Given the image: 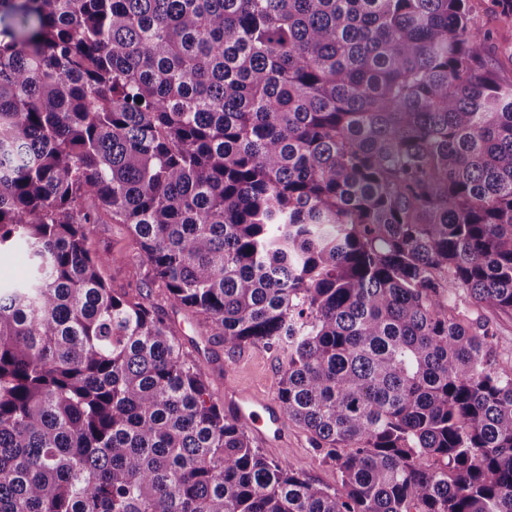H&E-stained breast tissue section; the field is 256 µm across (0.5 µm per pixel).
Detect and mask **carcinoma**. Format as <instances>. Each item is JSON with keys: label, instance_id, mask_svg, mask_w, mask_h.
<instances>
[{"label": "carcinoma", "instance_id": "1", "mask_svg": "<svg viewBox=\"0 0 512 512\" xmlns=\"http://www.w3.org/2000/svg\"><path fill=\"white\" fill-rule=\"evenodd\" d=\"M473 0H0V512H512V83ZM279 399L269 459L93 225ZM28 272V262L25 254L20 250L0 251V277L22 278ZM481 313L488 317L497 329L496 367L510 372L512 369V317L492 310H484Z\"/></svg>", "mask_w": 512, "mask_h": 512}]
</instances>
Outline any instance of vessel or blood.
I'll return each mask as SVG.
<instances>
[{"label": "vessel or blood", "instance_id": "vessel-or-blood-1", "mask_svg": "<svg viewBox=\"0 0 512 512\" xmlns=\"http://www.w3.org/2000/svg\"><path fill=\"white\" fill-rule=\"evenodd\" d=\"M224 401L232 407L237 420L264 444L279 448L288 442L286 420L278 403L259 390L225 387Z\"/></svg>", "mask_w": 512, "mask_h": 512}]
</instances>
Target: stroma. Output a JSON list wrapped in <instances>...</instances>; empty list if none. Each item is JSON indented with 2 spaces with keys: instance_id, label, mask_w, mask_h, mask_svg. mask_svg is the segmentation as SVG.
Masks as SVG:
<instances>
[{
  "instance_id": "obj_1",
  "label": "stroma",
  "mask_w": 512,
  "mask_h": 512,
  "mask_svg": "<svg viewBox=\"0 0 512 512\" xmlns=\"http://www.w3.org/2000/svg\"><path fill=\"white\" fill-rule=\"evenodd\" d=\"M475 22L479 28L495 32L498 45L490 49L486 65L503 81H512V64L504 61L500 51L512 49V28L505 27L492 12L486 0H475ZM94 249L105 254L108 284L117 291L141 290L158 307L161 315L179 335L185 351L202 367L216 399H223L225 384L259 386L263 393L278 396L280 382L287 367L282 353L260 345L228 351L223 341L213 335L202 317L193 315L167 299L162 288L146 285L145 269L134 260L131 238L124 225L98 224L92 238ZM287 447L265 449L271 459H287L291 469L304 474L320 487H337L339 477L335 467L315 451L309 433L297 424H289Z\"/></svg>"
}]
</instances>
